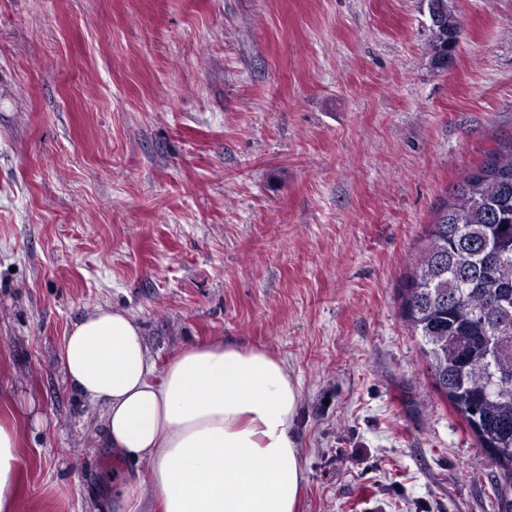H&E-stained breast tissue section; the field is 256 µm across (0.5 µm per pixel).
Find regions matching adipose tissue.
Instances as JSON below:
<instances>
[{
  "instance_id": "obj_1",
  "label": "adipose tissue",
  "mask_w": 512,
  "mask_h": 512,
  "mask_svg": "<svg viewBox=\"0 0 512 512\" xmlns=\"http://www.w3.org/2000/svg\"><path fill=\"white\" fill-rule=\"evenodd\" d=\"M69 384L100 407L106 447L148 460V481L115 479L123 512H297L304 471L301 389L262 347L187 346L164 368L128 312L101 308L65 338ZM19 433L0 422V512H14Z\"/></svg>"
}]
</instances>
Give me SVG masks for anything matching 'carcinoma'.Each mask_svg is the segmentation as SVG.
Listing matches in <instances>:
<instances>
[{"label":"carcinoma","instance_id":"carcinoma-1","mask_svg":"<svg viewBox=\"0 0 512 512\" xmlns=\"http://www.w3.org/2000/svg\"><path fill=\"white\" fill-rule=\"evenodd\" d=\"M434 57L458 32L445 0ZM435 390L495 474V512H512V142L490 150L440 200L399 289Z\"/></svg>","mask_w":512,"mask_h":512}]
</instances>
